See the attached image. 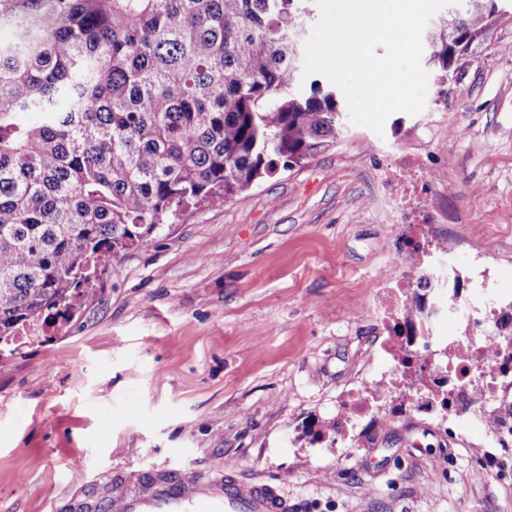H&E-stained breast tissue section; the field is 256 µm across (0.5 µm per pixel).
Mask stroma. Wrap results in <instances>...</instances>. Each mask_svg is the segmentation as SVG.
Returning <instances> with one entry per match:
<instances>
[{
    "mask_svg": "<svg viewBox=\"0 0 512 512\" xmlns=\"http://www.w3.org/2000/svg\"><path fill=\"white\" fill-rule=\"evenodd\" d=\"M426 131L448 221L383 224L376 178ZM487 231L476 252L470 237ZM512 296V23L493 28L383 135L348 124L315 157L160 225L68 326L0 348V512H62L95 473L176 468L281 479L297 512H512V450L379 403L328 446L336 407L385 365L372 312L407 236Z\"/></svg>",
    "mask_w": 512,
    "mask_h": 512,
    "instance_id": "1",
    "label": "stroma"
}]
</instances>
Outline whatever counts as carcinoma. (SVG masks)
Listing matches in <instances>:
<instances>
[{
	"label": "carcinoma",
	"mask_w": 512,
	"mask_h": 512,
	"mask_svg": "<svg viewBox=\"0 0 512 512\" xmlns=\"http://www.w3.org/2000/svg\"><path fill=\"white\" fill-rule=\"evenodd\" d=\"M430 26L446 76L501 0ZM306 0H0V343L53 323L177 211L336 143L295 89Z\"/></svg>",
	"instance_id": "cac0c4a2"
}]
</instances>
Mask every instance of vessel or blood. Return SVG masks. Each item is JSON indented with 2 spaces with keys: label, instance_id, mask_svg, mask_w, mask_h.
Returning a JSON list of instances; mask_svg holds the SVG:
<instances>
[{
  "label": "vessel or blood",
  "instance_id": "b4317fda",
  "mask_svg": "<svg viewBox=\"0 0 512 512\" xmlns=\"http://www.w3.org/2000/svg\"><path fill=\"white\" fill-rule=\"evenodd\" d=\"M293 506L268 481H248L227 473L190 476L152 470L137 487L111 477L91 480L85 494L66 504L67 512H292Z\"/></svg>",
  "mask_w": 512,
  "mask_h": 512
}]
</instances>
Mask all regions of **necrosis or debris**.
<instances>
[{"label":"necrosis or debris","mask_w":512,"mask_h":512,"mask_svg":"<svg viewBox=\"0 0 512 512\" xmlns=\"http://www.w3.org/2000/svg\"><path fill=\"white\" fill-rule=\"evenodd\" d=\"M382 214L389 224H434L433 197L442 189L420 154L393 153L382 176ZM396 272L383 277L386 301L378 316L395 324L385 353L387 369L360 382L354 407L337 406L334 443H347L345 428L371 411L367 399L398 397V407L434 419L446 414L456 422L483 427L493 445L512 446V357L501 340L512 336V309L502 305V293L488 278L472 280L469 292L458 287V275L446 254L429 238H417L395 258ZM424 320L448 313L466 333L443 343L441 337L418 329L413 311ZM422 377L423 387L409 386Z\"/></svg>","instance_id":"obj_1"}]
</instances>
